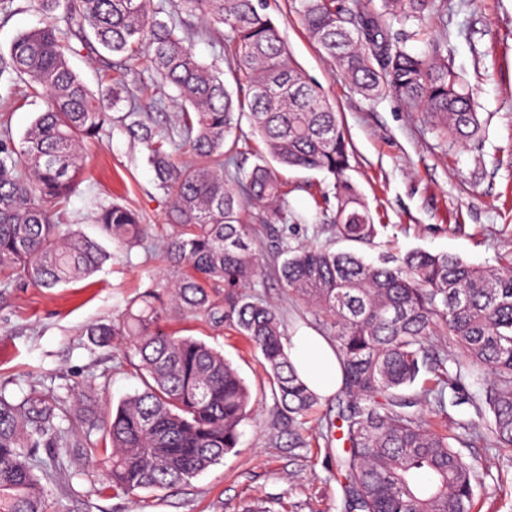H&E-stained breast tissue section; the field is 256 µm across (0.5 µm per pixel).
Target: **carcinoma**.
<instances>
[{"label": "carcinoma", "instance_id": "cac0c4a2", "mask_svg": "<svg viewBox=\"0 0 512 512\" xmlns=\"http://www.w3.org/2000/svg\"><path fill=\"white\" fill-rule=\"evenodd\" d=\"M308 38L365 98L395 95L430 113L441 138L476 136L472 94L448 62L446 42L431 31L441 0H294ZM45 25L25 32L0 56V76L22 83L43 110L20 141L0 121V274L4 282L43 288L78 281L109 258L100 243L60 220L57 205L77 189L83 151L112 125L109 106L72 70L69 57L100 45L121 56L125 72L150 61L158 83L176 92L173 126L156 131L136 120L160 186L172 197L163 235L172 276L144 291L118 324L91 328L101 347L130 337L143 390L125 398L100 427L85 432L83 453L106 472V490L133 494L185 483L237 448L251 415L250 393L237 370L207 344L168 331L171 312L214 326L233 322L260 351L277 416L294 427L290 448H304L303 424L318 397L296 374L280 312L250 293L260 275L252 224L283 212L287 191L273 164L332 179L336 207L316 208L353 243L378 230L351 182L350 152L337 112L291 60L265 0H176L148 10L146 0H40ZM62 9L61 15L54 14ZM166 17H160V14ZM224 37L237 61L235 88L201 62L190 38ZM400 25L392 32L393 24ZM409 40L426 50L406 49ZM112 105L140 112L128 80L110 88ZM247 118L262 144L259 163L244 154L237 129ZM192 161L177 160L175 145ZM261 207L256 213L253 208ZM95 222L116 244L144 245L154 224L118 204ZM278 279L312 321L332 336L344 372L339 426L347 444L336 469L346 479V512H473L476 464L454 443L512 448V255L479 266L448 253L409 251L369 262L329 245L283 238ZM444 344L431 349L430 343ZM423 374L431 383L412 390ZM485 382L481 393L470 386ZM467 404L477 419L451 435L427 420ZM66 401L0 392V512H45V487L28 448L49 450L42 468L62 470L73 429L57 419Z\"/></svg>", "mask_w": 512, "mask_h": 512}]
</instances>
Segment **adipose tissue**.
Masks as SVG:
<instances>
[{
  "label": "adipose tissue",
  "mask_w": 512,
  "mask_h": 512,
  "mask_svg": "<svg viewBox=\"0 0 512 512\" xmlns=\"http://www.w3.org/2000/svg\"><path fill=\"white\" fill-rule=\"evenodd\" d=\"M289 358L299 377L320 397L335 395L343 384V369L328 337L309 331L292 336Z\"/></svg>",
  "instance_id": "ef3b65f1"
}]
</instances>
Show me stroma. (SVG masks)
Instances as JSON below:
<instances>
[{"label":"stroma","instance_id":"35a3bbf8","mask_svg":"<svg viewBox=\"0 0 512 512\" xmlns=\"http://www.w3.org/2000/svg\"><path fill=\"white\" fill-rule=\"evenodd\" d=\"M436 34L448 37L450 59L473 94L482 121L478 138L463 145L445 143L425 112L392 96L367 99L339 76L335 64L308 39L292 0H270L269 12L287 41L292 61L320 87L336 108L351 149L349 176L381 226L375 244L336 237L316 209L314 195L329 190L323 174L284 171L289 193L284 206L296 224H258L262 270L256 293L282 314L286 335L303 324L286 288L277 279L280 238L291 244L328 243L375 259L382 245L449 253L482 266L512 254V0H445ZM38 0H13L0 10V54H8L22 32L42 27ZM113 55L72 57L73 70L100 98L109 77L119 76ZM142 122L166 127L173 122L170 88H157L147 61L138 65ZM114 122L85 153L84 174L64 214L96 239L109 258L90 277L52 289L25 283L0 287V388L21 400L29 393L68 398L79 393L91 421H103L142 383L128 358V337L97 346L88 330L111 322L127 303L167 272L161 238L148 248L116 247L94 221L97 208L120 202L144 223L165 219L171 196L162 190L147 152L126 120L125 107L113 109ZM169 327L221 351L252 393L253 411L241 426L237 448L189 482L164 491L142 490L129 497L101 491L104 475L92 460L66 459L47 481L46 512H238L248 500H264L269 512H344L345 479L336 470L339 441L323 436L337 416L336 397L318 400L305 419L307 447L288 445L287 430H273L276 413L261 354L230 325L216 327L172 315ZM477 463L474 512H512V449L459 445Z\"/></svg>","mask_w":512,"mask_h":512}]
</instances>
